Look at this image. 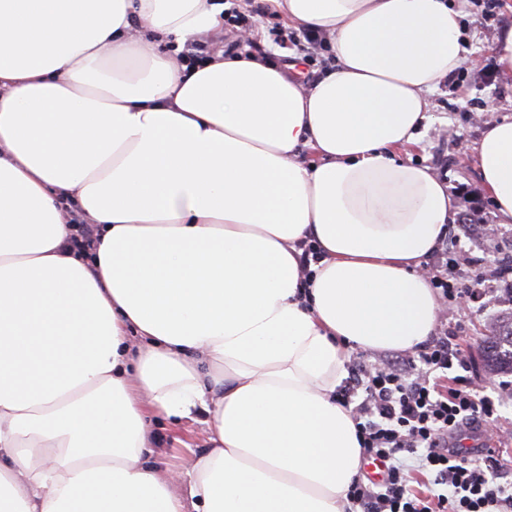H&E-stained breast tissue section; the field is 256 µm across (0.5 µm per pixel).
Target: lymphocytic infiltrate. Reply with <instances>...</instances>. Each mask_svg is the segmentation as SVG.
Instances as JSON below:
<instances>
[{
    "mask_svg": "<svg viewBox=\"0 0 512 512\" xmlns=\"http://www.w3.org/2000/svg\"><path fill=\"white\" fill-rule=\"evenodd\" d=\"M441 241L425 269L444 304H459L485 283V276H456L467 254L461 239H475L468 224ZM473 362L458 336L439 329L416 355L361 366L336 392L349 408L366 458L385 467L379 481L355 480L347 512H512V480L501 478L497 455L470 458L448 441L495 422V402L474 386ZM421 476V490L408 486L409 469Z\"/></svg>",
    "mask_w": 512,
    "mask_h": 512,
    "instance_id": "obj_1",
    "label": "lymphocytic infiltrate"
}]
</instances>
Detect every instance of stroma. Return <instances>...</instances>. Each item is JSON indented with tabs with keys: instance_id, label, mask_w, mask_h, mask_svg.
Instances as JSON below:
<instances>
[{
	"instance_id": "obj_1",
	"label": "stroma",
	"mask_w": 512,
	"mask_h": 512,
	"mask_svg": "<svg viewBox=\"0 0 512 512\" xmlns=\"http://www.w3.org/2000/svg\"><path fill=\"white\" fill-rule=\"evenodd\" d=\"M508 0H467L463 20L469 35L468 60L463 65L457 86L439 84L429 97V121L417 145L410 147L407 158L426 166L447 185L458 200L460 216L478 219L483 224H497L494 208L485 193L473 166L460 164L461 150L477 140L484 123L482 117L489 106L500 111L512 110V78L495 71L493 42L502 24L512 21L507 12ZM496 236L487 242L462 240L461 246L469 257L462 265L463 278L475 270L487 271L512 265V224L497 225ZM512 312V290L499 284L493 296H479L467 315L439 309L438 323L449 331H463L468 339L467 349L477 368L476 387L481 393L499 398V426L491 428V445L505 449L512 456V400L499 396V376L490 374L483 358V345L493 324ZM156 451L171 470L179 471L194 452L200 451L205 438L203 427L192 420L176 422L157 419Z\"/></svg>"
}]
</instances>
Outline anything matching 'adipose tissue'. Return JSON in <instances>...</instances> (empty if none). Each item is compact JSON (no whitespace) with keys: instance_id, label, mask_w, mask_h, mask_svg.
<instances>
[{"instance_id":"ef3b65f1","label":"adipose tissue","mask_w":512,"mask_h":512,"mask_svg":"<svg viewBox=\"0 0 512 512\" xmlns=\"http://www.w3.org/2000/svg\"><path fill=\"white\" fill-rule=\"evenodd\" d=\"M265 2L335 68L170 55L216 0H0V512H346L350 352L437 325L421 263L457 203L398 154L467 60L465 5ZM466 157L512 224V114ZM155 417L204 427L178 480Z\"/></svg>"}]
</instances>
